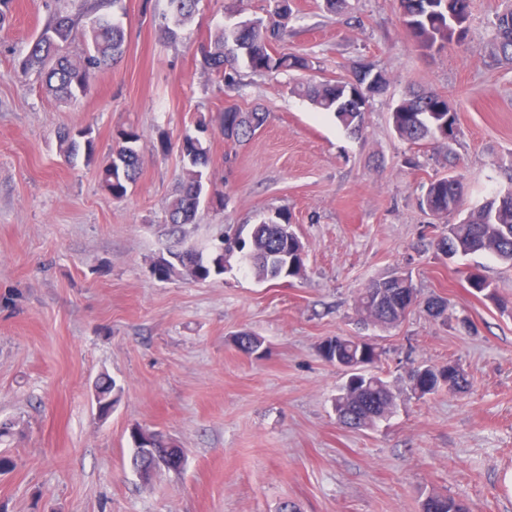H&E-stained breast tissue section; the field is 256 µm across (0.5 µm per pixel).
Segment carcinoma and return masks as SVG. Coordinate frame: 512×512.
Here are the masks:
<instances>
[{"label": "carcinoma", "mask_w": 512, "mask_h": 512, "mask_svg": "<svg viewBox=\"0 0 512 512\" xmlns=\"http://www.w3.org/2000/svg\"><path fill=\"white\" fill-rule=\"evenodd\" d=\"M198 2L168 0V10L154 18L161 35L167 39L175 38L177 28L192 21ZM398 9L403 28L417 50L425 49L434 54L464 40L472 0H398ZM292 15V0H274L263 17L232 20L216 27L199 47L204 69L229 89L240 83L242 67L259 75L309 69L311 60L308 57L278 49L288 32ZM74 28L75 20L71 16L54 15L19 61L22 72L35 70L44 75L48 94L69 103L89 91L95 74L122 54L125 42L123 28L111 16L94 11L85 28L87 50L78 57H71L64 52V44L70 40ZM494 51L499 58L512 62L511 7L496 16ZM356 82L373 97L386 90L389 80L383 71L371 65L365 75L356 67L349 77L299 85L294 87V92L306 97L319 111L334 114L346 131L357 134L364 127L365 109L351 100ZM445 121L457 125L456 110L447 97L434 91L417 92L404 98L390 113L391 126L401 139L414 145L428 140L446 145V162L453 167L456 155L451 145L457 141L458 132L442 138L437 125ZM264 122L265 113L257 109L244 112L229 105L217 113L216 128L226 142L237 144L254 135ZM209 129L210 125L201 119L197 122L196 133L187 132L182 136V176L176 194L167 205V222L173 235L182 232L184 225L195 223L201 207L224 203V195L209 172V149L203 140V134ZM58 138L65 160H70L81 150L87 162L94 160L91 129L63 130ZM140 142L138 132L122 133L121 142L102 169V186L116 199L125 197L128 186L138 178ZM421 204L439 219L453 214L460 216L457 222L446 224L436 241L437 250L448 258L488 253L512 264V189L466 212L463 184L459 178L448 175L430 180ZM244 228L247 234L221 238L220 245L208 255L193 248L168 251L166 278L185 274L195 282H204L224 274L230 259L236 256L258 281L282 279L281 227L267 223L262 214L256 223L246 224ZM388 284L393 288H404L411 296H416L412 278L408 275L392 284L385 278L376 280L361 290L357 298L358 308L366 319L383 329L397 326L406 317L405 312L391 302L377 298ZM470 286L485 298L499 302L495 288L482 277L473 276ZM427 310L435 320L451 318L448 300L443 297L429 299ZM234 344L239 351L251 356L262 348L264 340L242 332L234 338ZM320 353L327 361L339 360L356 368L366 362L375 365L381 358L375 344L350 336L326 339L320 346ZM357 378L359 385L346 383L338 388L333 398V410L337 420L346 426L371 428L393 413L395 395L390 385L375 373H359ZM410 379L422 395L432 394L442 386L455 391L469 385L464 373L452 363L441 368L418 366L412 370ZM96 388L101 396V414H111L119 398V389L108 377L101 378ZM153 446L158 448L166 470L177 472L182 469L183 454L178 446L170 444L162 434ZM422 512H465V508L452 497L432 494L422 503Z\"/></svg>", "instance_id": "obj_1"}]
</instances>
